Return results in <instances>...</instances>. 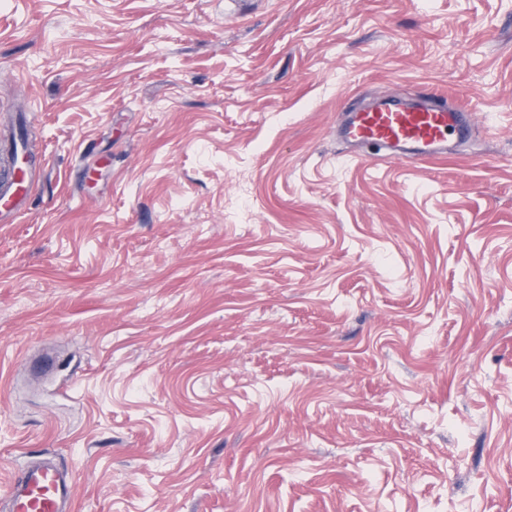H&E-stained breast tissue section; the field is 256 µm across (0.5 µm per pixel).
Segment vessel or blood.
I'll return each mask as SVG.
<instances>
[{
	"label": "vessel or blood",
	"instance_id": "b4317fda",
	"mask_svg": "<svg viewBox=\"0 0 512 512\" xmlns=\"http://www.w3.org/2000/svg\"><path fill=\"white\" fill-rule=\"evenodd\" d=\"M463 111L430 96L380 99L349 113L340 126L341 137L357 145L375 144L399 160H426L443 154L451 134L466 136ZM31 189V177L0 167V223H8ZM75 481L67 471L37 460L12 476L0 501L8 512H74Z\"/></svg>",
	"mask_w": 512,
	"mask_h": 512
}]
</instances>
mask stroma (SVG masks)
<instances>
[{"label":"stroma","instance_id":"stroma-1","mask_svg":"<svg viewBox=\"0 0 512 512\" xmlns=\"http://www.w3.org/2000/svg\"><path fill=\"white\" fill-rule=\"evenodd\" d=\"M466 110L408 162L337 129ZM0 488L78 512H512V0H0ZM463 112L430 96L380 99L349 113L339 133L350 143L378 145L395 159L426 160L444 153L449 135L468 134ZM30 189L31 174L27 175L25 172L20 174L8 165L0 166L1 195L9 196L8 201L0 199V223L7 224L11 220L17 204L28 195ZM75 481L68 471L37 460L21 475L12 476L1 493L9 512H73Z\"/></svg>","mask_w":512,"mask_h":512}]
</instances>
